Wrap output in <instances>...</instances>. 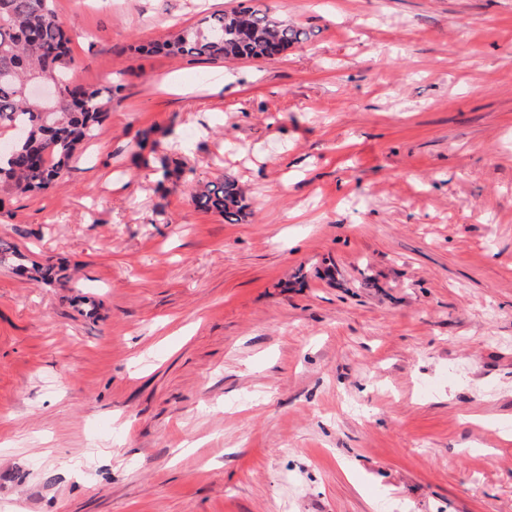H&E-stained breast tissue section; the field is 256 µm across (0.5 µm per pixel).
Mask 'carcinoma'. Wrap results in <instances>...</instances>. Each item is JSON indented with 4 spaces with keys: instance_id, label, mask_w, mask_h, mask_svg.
I'll use <instances>...</instances> for the list:
<instances>
[{
    "instance_id": "obj_1",
    "label": "carcinoma",
    "mask_w": 512,
    "mask_h": 512,
    "mask_svg": "<svg viewBox=\"0 0 512 512\" xmlns=\"http://www.w3.org/2000/svg\"><path fill=\"white\" fill-rule=\"evenodd\" d=\"M308 38L265 0H241L145 51L212 62L268 59ZM69 42L54 0H0V129L11 130L14 147V153L0 154L1 194L44 192L65 184L83 146L108 116L104 105L121 90L119 85L102 91L74 83ZM33 80L60 86L61 97L40 110L24 93V85ZM192 202L227 224L248 216L245 192L228 175L197 184ZM20 270L36 281L53 279L50 266L22 265Z\"/></svg>"
}]
</instances>
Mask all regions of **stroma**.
Wrapping results in <instances>:
<instances>
[{"mask_svg": "<svg viewBox=\"0 0 512 512\" xmlns=\"http://www.w3.org/2000/svg\"><path fill=\"white\" fill-rule=\"evenodd\" d=\"M269 3L309 40L213 63L136 51L199 0H55L122 90L0 207L68 272L0 266V512H512V0ZM192 202L205 212L220 215L227 224H239L248 216L249 204L237 179L224 175L217 181L198 183Z\"/></svg>", "mask_w": 512, "mask_h": 512, "instance_id": "35a3bbf8", "label": "stroma"}]
</instances>
